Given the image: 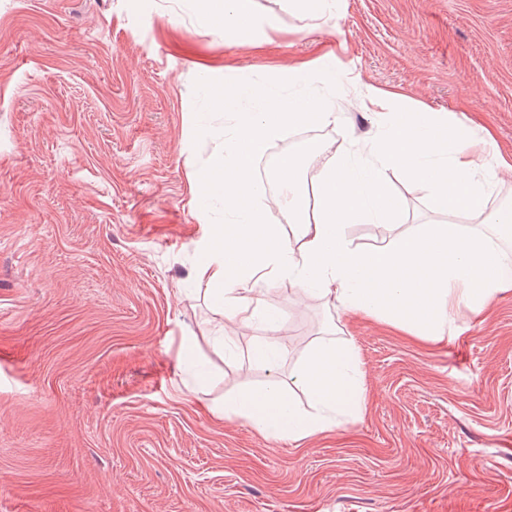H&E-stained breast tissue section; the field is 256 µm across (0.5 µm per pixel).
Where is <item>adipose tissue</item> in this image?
Segmentation results:
<instances>
[{
	"label": "adipose tissue",
	"instance_id": "obj_1",
	"mask_svg": "<svg viewBox=\"0 0 512 512\" xmlns=\"http://www.w3.org/2000/svg\"><path fill=\"white\" fill-rule=\"evenodd\" d=\"M225 32L278 31L275 19L259 17L253 0H200ZM332 56L317 67H290L263 90L226 87L210 100L237 102L232 123L215 140L207 168L195 178L200 208L222 201L224 221L210 225L197 267L216 316L202 334L216 347L235 344L246 330L264 325L267 334L250 351L254 363L271 366L279 352L282 322L258 290L272 276L294 280L296 299H321L349 316L377 319L423 340L455 332L461 311H489L512 290V205L497 203L508 161L493 147L490 130L471 127L444 112H397L380 92L340 83L380 122L358 150L335 151L310 144L283 157L278 190L267 195L253 164L288 128L337 122L335 100L294 98L285 87L311 73L333 75ZM317 173L305 180V164ZM400 170L419 183L442 216L439 224L403 227L404 204L387 183ZM287 212L291 236L269 224L267 205ZM352 224H385L386 244L356 247ZM303 388L316 414L302 412L290 392ZM364 406V380L354 347H314L288 377L241 390L229 411L264 434L293 440L328 429L337 415L356 417Z\"/></svg>",
	"mask_w": 512,
	"mask_h": 512
}]
</instances>
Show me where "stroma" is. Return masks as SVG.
I'll use <instances>...</instances> for the list:
<instances>
[{
	"mask_svg": "<svg viewBox=\"0 0 512 512\" xmlns=\"http://www.w3.org/2000/svg\"><path fill=\"white\" fill-rule=\"evenodd\" d=\"M253 4L280 26L261 47L192 0H0V512H512V292L423 342L287 309L280 277L275 370L249 356L259 328L191 345L213 319L191 182L226 117L202 68L261 88L332 53L337 78L487 126L512 158V0H338L326 23ZM308 91L343 114L332 148L375 130L336 85ZM389 183L407 226L436 221L422 186ZM322 342L358 350V418L294 441L227 414Z\"/></svg>",
	"mask_w": 512,
	"mask_h": 512,
	"instance_id": "obj_1",
	"label": "stroma"
}]
</instances>
